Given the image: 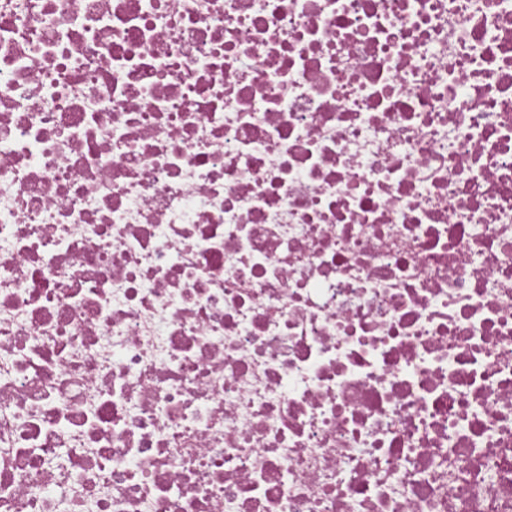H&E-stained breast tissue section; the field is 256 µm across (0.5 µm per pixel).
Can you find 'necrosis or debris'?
<instances>
[{
  "instance_id": "obj_1",
  "label": "necrosis or debris",
  "mask_w": 512,
  "mask_h": 512,
  "mask_svg": "<svg viewBox=\"0 0 512 512\" xmlns=\"http://www.w3.org/2000/svg\"><path fill=\"white\" fill-rule=\"evenodd\" d=\"M0 512H512V0H0Z\"/></svg>"
}]
</instances>
